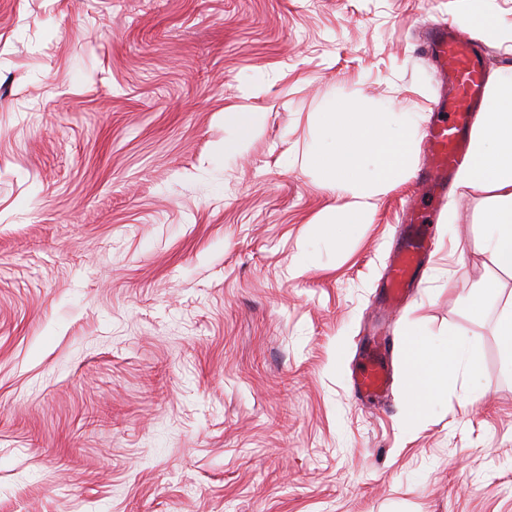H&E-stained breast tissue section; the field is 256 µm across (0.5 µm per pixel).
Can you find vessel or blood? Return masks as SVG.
Returning a JSON list of instances; mask_svg holds the SVG:
<instances>
[{
	"instance_id": "obj_1",
	"label": "vessel or blood",
	"mask_w": 512,
	"mask_h": 512,
	"mask_svg": "<svg viewBox=\"0 0 512 512\" xmlns=\"http://www.w3.org/2000/svg\"><path fill=\"white\" fill-rule=\"evenodd\" d=\"M424 55L433 64L442 92L435 104L436 121L422 138L424 205L406 214L393 257L383 275L381 304L396 309L416 287L431 253L429 205L448 198V185L468 155V132L485 92L484 49L474 37L449 22L427 26ZM393 373L387 347L373 341L352 379L356 396L378 399L389 392Z\"/></svg>"
}]
</instances>
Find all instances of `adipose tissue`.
I'll list each match as a JSON object with an SVG mask.
<instances>
[{
	"instance_id": "obj_1",
	"label": "adipose tissue",
	"mask_w": 512,
	"mask_h": 512,
	"mask_svg": "<svg viewBox=\"0 0 512 512\" xmlns=\"http://www.w3.org/2000/svg\"><path fill=\"white\" fill-rule=\"evenodd\" d=\"M318 124L332 148L313 149L309 169L323 185L342 191L345 202L324 218L323 230L338 235L366 223L381 197L403 175L410 151L406 139L391 138L386 123L369 118L344 101H330ZM461 185L490 191L483 224V251L492 266L512 274V77L497 78L471 150V162L459 172ZM498 285L484 280L467 298L473 317L496 303ZM496 332L507 365L512 366V298L496 303ZM459 340L437 348L419 331L406 342L403 385L416 412H424L459 368Z\"/></svg>"
}]
</instances>
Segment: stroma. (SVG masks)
<instances>
[{
	"mask_svg": "<svg viewBox=\"0 0 512 512\" xmlns=\"http://www.w3.org/2000/svg\"><path fill=\"white\" fill-rule=\"evenodd\" d=\"M472 0H0V512H512V367L487 192L455 187L429 268L378 303L439 95L418 51ZM333 100L396 113L405 173L344 241L306 165ZM258 121L225 157V115ZM307 270L291 272L297 261ZM465 331L413 414L349 375ZM498 288L494 279H487L467 297V304L473 317L480 318L484 314L491 300L497 297ZM496 332L508 367L512 366V298L496 307ZM392 378L387 346L381 340H373L363 350L361 364L353 375V391L360 398L378 399L387 395Z\"/></svg>",
	"mask_w": 512,
	"mask_h": 512,
	"instance_id": "35a3bbf8",
	"label": "stroma"
}]
</instances>
